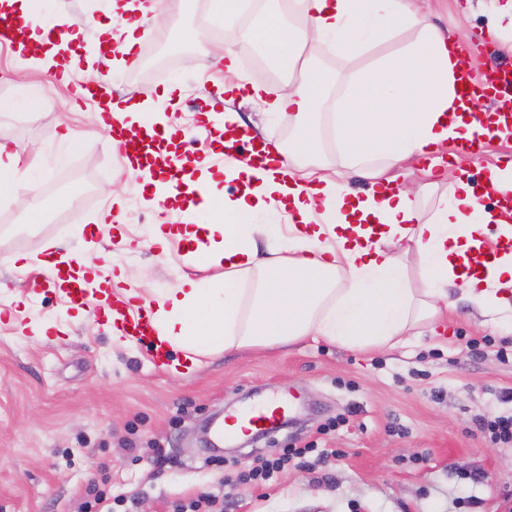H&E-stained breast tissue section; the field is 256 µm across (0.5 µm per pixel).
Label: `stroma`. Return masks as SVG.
Returning a JSON list of instances; mask_svg holds the SVG:
<instances>
[{
  "mask_svg": "<svg viewBox=\"0 0 512 512\" xmlns=\"http://www.w3.org/2000/svg\"><path fill=\"white\" fill-rule=\"evenodd\" d=\"M83 22L72 48L82 65L68 81L0 52V141L21 156L22 175L0 198V512H80L108 465L112 512H192L201 493L213 512H512V444L492 443L478 419L512 413V318L488 322L456 288L444 336L423 335L371 352L305 341L202 358L173 373L150 339L118 334L95 318L101 286L113 300L155 301L179 275L209 280L218 267L187 265V239L149 244L154 224L186 223L184 209L149 203L141 177L116 160L96 103L75 89L93 73L113 97L164 104L167 126L203 128L204 113L249 117L258 139L285 144L287 116L267 119L246 91L221 95L211 53L232 50L242 78L265 82L234 23L212 22L210 0H156L140 21V63L103 51L95 22L109 0H42ZM430 19L465 37L490 21L465 0H434ZM51 107L32 105L31 90ZM71 127L77 146L61 144ZM51 207L31 222V189ZM111 210L112 221L91 220ZM90 256L100 282L75 306L47 272L27 265L44 242ZM293 399L288 425L239 445L209 449L227 413L267 396ZM338 449L288 465L263 487L224 480L289 444Z\"/></svg>",
  "mask_w": 512,
  "mask_h": 512,
  "instance_id": "35a3bbf8",
  "label": "stroma"
}]
</instances>
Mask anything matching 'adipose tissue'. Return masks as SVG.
Here are the masks:
<instances>
[{
	"mask_svg": "<svg viewBox=\"0 0 512 512\" xmlns=\"http://www.w3.org/2000/svg\"><path fill=\"white\" fill-rule=\"evenodd\" d=\"M303 26L279 13H263L239 33L242 42L273 53L299 74L270 109L289 112L288 147L272 144L280 166L232 160L222 177L205 164L184 174L180 190L154 181L156 195L206 193L209 219L183 232L197 247L190 263L224 269L208 282L183 275L160 297L150 316L160 341L199 357L243 348L287 347L312 339L347 350H378L406 336L438 335L448 327V286L460 283L483 315L512 308V253L499 252L463 272L483 252L480 225L498 224L512 239V213L489 211L464 177L448 183L432 212L420 204L427 186H396L395 169L413 158L470 138L473 125L460 115L457 77L468 67L462 45L429 22L423 0H296ZM154 8L153 0H112L120 51L137 44L132 18ZM0 9L28 18L20 49L56 68L57 45L47 34L62 20L35 0H0ZM326 45L349 57H366L340 91L321 72L297 66L300 50ZM331 101L329 122L341 160L335 170L312 168L319 150L313 116ZM369 183L356 192L351 177ZM238 180L228 199L222 180ZM275 209L288 230L255 223Z\"/></svg>",
	"mask_w": 512,
	"mask_h": 512,
	"instance_id": "1",
	"label": "adipose tissue"
}]
</instances>
